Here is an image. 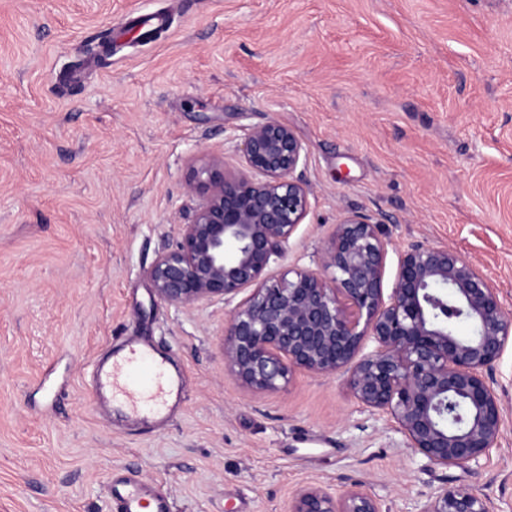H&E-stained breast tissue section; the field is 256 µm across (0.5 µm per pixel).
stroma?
<instances>
[{
	"mask_svg": "<svg viewBox=\"0 0 512 512\" xmlns=\"http://www.w3.org/2000/svg\"><path fill=\"white\" fill-rule=\"evenodd\" d=\"M162 20L159 37L129 30ZM275 120L307 154L310 207L271 275L320 269L341 214L381 225L384 290L415 242L456 249L512 314V0H0V512H112L135 472L171 512H289L358 483L383 512L443 487L512 512V340L498 445L444 470L345 375L258 393L224 372L229 311L159 300L148 271ZM181 379L164 422L120 416L91 372L125 337Z\"/></svg>",
	"mask_w": 512,
	"mask_h": 512,
	"instance_id": "stroma-1",
	"label": "stroma"
}]
</instances>
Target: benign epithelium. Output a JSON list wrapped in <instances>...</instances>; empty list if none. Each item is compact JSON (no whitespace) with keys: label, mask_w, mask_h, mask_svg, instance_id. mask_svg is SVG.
<instances>
[{"label":"benign epithelium","mask_w":512,"mask_h":512,"mask_svg":"<svg viewBox=\"0 0 512 512\" xmlns=\"http://www.w3.org/2000/svg\"><path fill=\"white\" fill-rule=\"evenodd\" d=\"M243 169L209 157L188 188L204 199L181 240L149 270L155 295L175 306L236 302L224 322L225 371L243 387L274 393L293 375H347L361 405L392 416L409 447L432 466L467 469L496 447L502 416L490 374L512 336L498 289L467 257L412 243L384 295L387 242L380 225L345 214L322 269L269 273L305 219V148L277 121L254 126L240 147ZM473 327L457 334L459 322ZM373 349L364 351L367 343ZM290 512H382L360 485L337 494L305 487ZM422 512H490L487 498L446 487Z\"/></svg>","instance_id":"1"}]
</instances>
